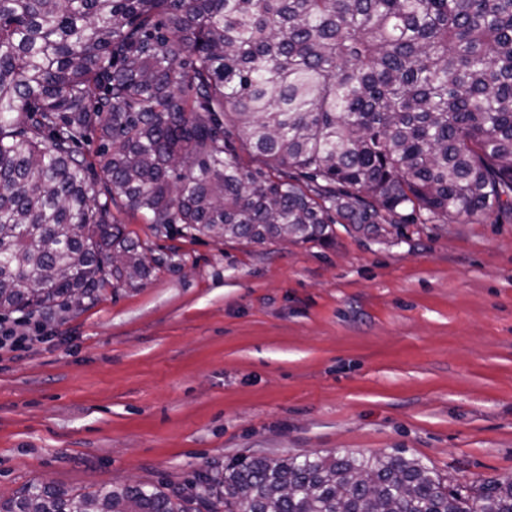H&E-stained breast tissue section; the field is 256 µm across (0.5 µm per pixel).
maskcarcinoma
Segmentation results:
<instances>
[{
	"mask_svg": "<svg viewBox=\"0 0 512 512\" xmlns=\"http://www.w3.org/2000/svg\"><path fill=\"white\" fill-rule=\"evenodd\" d=\"M114 207L250 244L512 212V0H0V311L148 280ZM0 512H512V479L313 453Z\"/></svg>",
	"mask_w": 512,
	"mask_h": 512,
	"instance_id": "1",
	"label": "carcinoma"
}]
</instances>
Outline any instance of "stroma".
Returning a JSON list of instances; mask_svg holds the SVG:
<instances>
[{"mask_svg": "<svg viewBox=\"0 0 512 512\" xmlns=\"http://www.w3.org/2000/svg\"><path fill=\"white\" fill-rule=\"evenodd\" d=\"M163 263L51 320L0 313V494L171 484L257 457L399 451L512 478V215L333 244L155 237Z\"/></svg>", "mask_w": 512, "mask_h": 512, "instance_id": "stroma-1", "label": "stroma"}]
</instances>
